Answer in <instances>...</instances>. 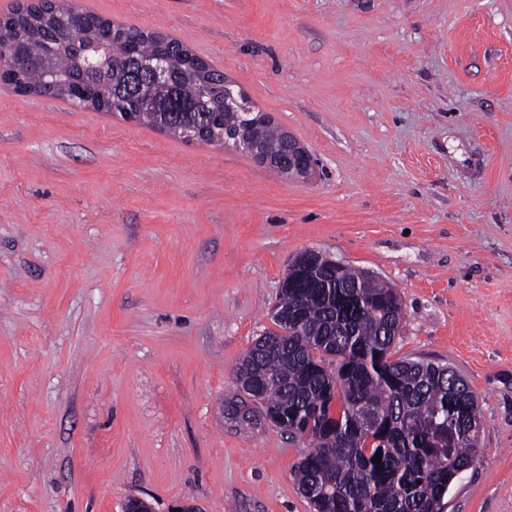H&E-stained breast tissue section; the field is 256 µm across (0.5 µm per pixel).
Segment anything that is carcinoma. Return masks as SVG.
Instances as JSON below:
<instances>
[{
    "mask_svg": "<svg viewBox=\"0 0 512 512\" xmlns=\"http://www.w3.org/2000/svg\"><path fill=\"white\" fill-rule=\"evenodd\" d=\"M73 0L18 4L0 21V40L28 63L4 62L5 84L159 127L187 140L211 128L285 174L289 133L255 111L224 73L182 42L93 13L80 26ZM143 63L168 60L162 81L131 76L128 46ZM403 305L395 287L368 269L326 258L281 289L269 330L237 374L253 394L224 401V418L270 416L305 438L293 478L313 512H444L459 474L481 460L478 397L448 366L392 359ZM381 462H373L376 454Z\"/></svg>",
    "mask_w": 512,
    "mask_h": 512,
    "instance_id": "carcinoma-1",
    "label": "carcinoma"
}]
</instances>
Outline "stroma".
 I'll return each mask as SVG.
<instances>
[{"label":"stroma","mask_w":512,"mask_h":512,"mask_svg":"<svg viewBox=\"0 0 512 512\" xmlns=\"http://www.w3.org/2000/svg\"><path fill=\"white\" fill-rule=\"evenodd\" d=\"M75 2L180 40L318 164L0 85V512H311L306 440L224 417L307 249L393 284L395 357L478 396L445 512H512V0Z\"/></svg>","instance_id":"35a3bbf8"}]
</instances>
